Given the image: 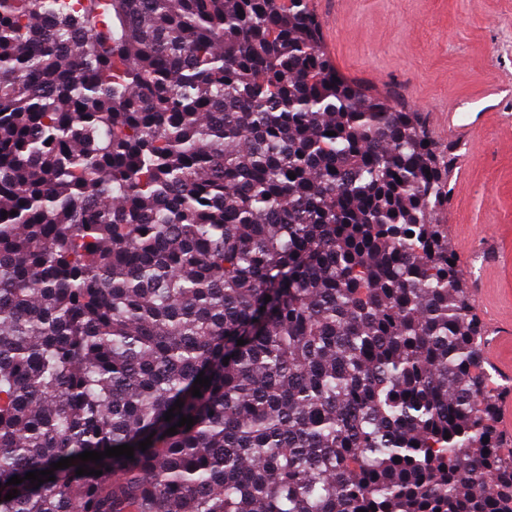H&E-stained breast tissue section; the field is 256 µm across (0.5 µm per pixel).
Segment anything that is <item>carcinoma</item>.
<instances>
[{"instance_id": "obj_1", "label": "carcinoma", "mask_w": 512, "mask_h": 512, "mask_svg": "<svg viewBox=\"0 0 512 512\" xmlns=\"http://www.w3.org/2000/svg\"><path fill=\"white\" fill-rule=\"evenodd\" d=\"M320 28L0 0V512H512L457 156Z\"/></svg>"}]
</instances>
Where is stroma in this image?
<instances>
[{"mask_svg":"<svg viewBox=\"0 0 512 512\" xmlns=\"http://www.w3.org/2000/svg\"><path fill=\"white\" fill-rule=\"evenodd\" d=\"M309 4L341 74L421 113L457 155L442 221L479 317L512 321V0Z\"/></svg>","mask_w":512,"mask_h":512,"instance_id":"obj_1","label":"stroma"}]
</instances>
